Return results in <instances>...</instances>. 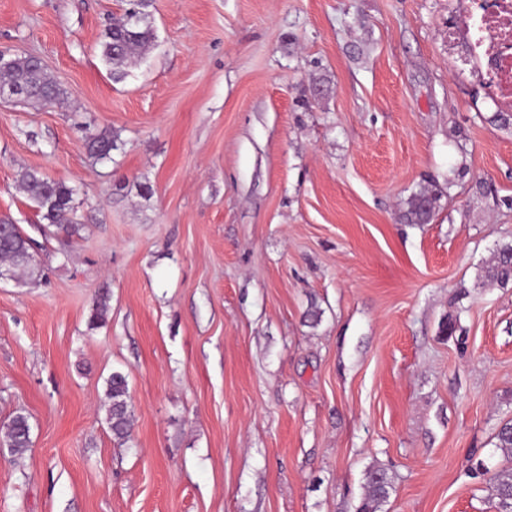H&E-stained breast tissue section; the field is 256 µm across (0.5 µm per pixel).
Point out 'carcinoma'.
<instances>
[{
	"label": "carcinoma",
	"instance_id": "obj_1",
	"mask_svg": "<svg viewBox=\"0 0 512 512\" xmlns=\"http://www.w3.org/2000/svg\"><path fill=\"white\" fill-rule=\"evenodd\" d=\"M150 0H130L129 8L136 10L137 21L131 23L127 16L109 26L101 42V55L110 71L115 73L126 64L137 51L151 45L153 29L146 8ZM23 84L28 88L27 101L42 102L56 100L63 93L45 68L25 55L14 57L13 65L0 69V86ZM115 144L110 134H99L88 138L86 148L98 161L111 159ZM20 186L41 214V219L58 230L72 234L77 230L74 189L62 182L51 181L33 170L20 174ZM436 197L432 193H420L412 197L406 219L411 224H427L435 214ZM30 244L19 225L0 223V262L10 263L20 270L30 269ZM485 277L502 286L512 283V243L496 249ZM106 421L112 435L121 443L131 437L132 410L129 402L128 384L123 374L114 372L106 380ZM28 419L17 415L6 426L3 443L16 455L23 454L30 446ZM490 481L494 498L500 512H512V468L494 472ZM390 483L381 470H372L368 475V493L357 512H378L379 503L389 494Z\"/></svg>",
	"mask_w": 512,
	"mask_h": 512
}]
</instances>
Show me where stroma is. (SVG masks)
<instances>
[{"mask_svg":"<svg viewBox=\"0 0 512 512\" xmlns=\"http://www.w3.org/2000/svg\"><path fill=\"white\" fill-rule=\"evenodd\" d=\"M123 8L0 0V51L66 92L0 102V219L34 264L0 280V429L32 439L0 446V512H357L373 469L378 512H498L512 285L483 270L512 242V127L448 47L462 0H151L116 79ZM27 169L75 188L77 233ZM150 0H130L122 18L110 25L101 42V55L110 68V73L119 72L128 59L139 50H145L154 38L149 14L146 8ZM135 9L136 23L128 21V13ZM116 145L112 134H99L90 136L86 143L89 154L98 161L111 160L112 150ZM20 186L41 214V219L67 235L76 232L74 189L62 182L48 180L36 171L20 174ZM435 194L420 193L412 197L406 219L411 224H427L435 214ZM106 421L112 435L120 443L131 437L132 410L129 402L128 384L123 374L113 372L106 380ZM3 443L15 455H22L30 446V425L25 416L17 415L6 426ZM368 493L363 498L357 512H378L379 503L389 494L390 483L381 470H371L368 475Z\"/></svg>","mask_w":512,"mask_h":512,"instance_id":"stroma-1","label":"stroma"}]
</instances>
